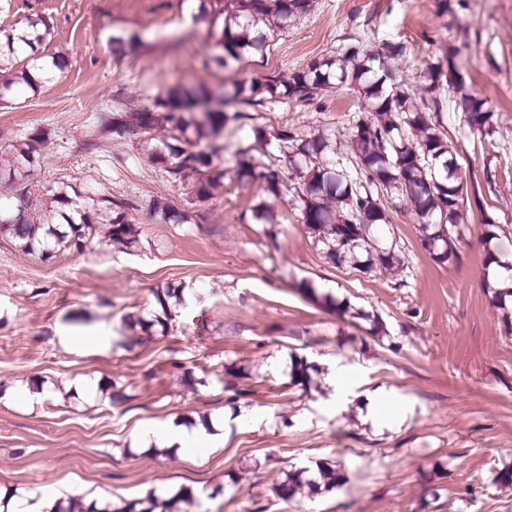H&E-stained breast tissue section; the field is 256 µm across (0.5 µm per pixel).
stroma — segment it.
I'll return each instance as SVG.
<instances>
[{"label":"stroma","instance_id":"obj_1","mask_svg":"<svg viewBox=\"0 0 512 512\" xmlns=\"http://www.w3.org/2000/svg\"><path fill=\"white\" fill-rule=\"evenodd\" d=\"M222 0H0V31L48 25L29 52L40 82L0 85V203L20 206L9 173L14 146L48 134L45 165L30 181L48 220L63 194L78 203H126L138 234L127 244L103 234L83 252L28 251L0 236V490L19 496L86 493L114 505L181 486L186 512H512V487L495 473L512 465V317L492 303L483 279L479 228H512V0H314L265 54L223 69L212 63L210 28ZM139 35L136 53H112L116 36ZM402 44L397 79L426 96L428 66L448 81L437 94L443 131L458 162L479 181L482 206L463 210L459 260L434 262L421 245L412 204L389 208L382 242H396L401 282L337 266L300 220L297 184L280 134L323 138L347 155V132L362 117L357 88L340 85L310 103L256 107L251 120L198 143L224 172L205 200L196 176L171 183L150 153L165 130L88 146L89 125L116 104L140 109L179 82L214 91L232 82L287 75L354 41ZM469 94L493 112L492 136L463 128ZM264 138H256L255 129ZM281 169L288 188L267 192L239 177L235 151ZM492 184H484L485 170ZM165 197L185 223L152 211ZM265 204L279 234L269 238L253 208ZM197 293L178 306L167 333L130 330L152 319L155 289ZM349 302L340 313L324 296ZM107 327L108 349L65 347ZM312 381L291 379L295 361ZM344 370L345 398L332 377ZM117 385L126 399L75 396L74 380ZM38 381L48 394L29 405L12 391ZM385 391L404 410L400 426L375 430L368 398ZM220 419L212 452L185 454L138 441L148 424ZM338 465L332 491L292 500L272 489L288 471Z\"/></svg>","mask_w":512,"mask_h":512}]
</instances>
